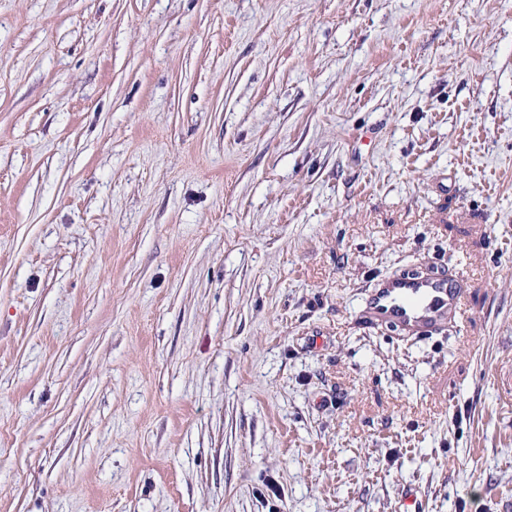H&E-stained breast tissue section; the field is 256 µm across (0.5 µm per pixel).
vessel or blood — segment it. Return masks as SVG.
I'll return each mask as SVG.
<instances>
[{"label":"vessel or blood","instance_id":"1","mask_svg":"<svg viewBox=\"0 0 512 512\" xmlns=\"http://www.w3.org/2000/svg\"><path fill=\"white\" fill-rule=\"evenodd\" d=\"M370 309L374 317L393 322L412 335L435 331L448 322L463 319L468 312L461 283L416 275L377 284Z\"/></svg>","mask_w":512,"mask_h":512}]
</instances>
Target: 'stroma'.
<instances>
[{
    "label": "stroma",
    "instance_id": "obj_1",
    "mask_svg": "<svg viewBox=\"0 0 512 512\" xmlns=\"http://www.w3.org/2000/svg\"><path fill=\"white\" fill-rule=\"evenodd\" d=\"M409 488L512 512V0H0V512ZM465 293L461 283L446 277L405 276L377 284L370 309L409 334H425L465 317Z\"/></svg>",
    "mask_w": 512,
    "mask_h": 512
}]
</instances>
